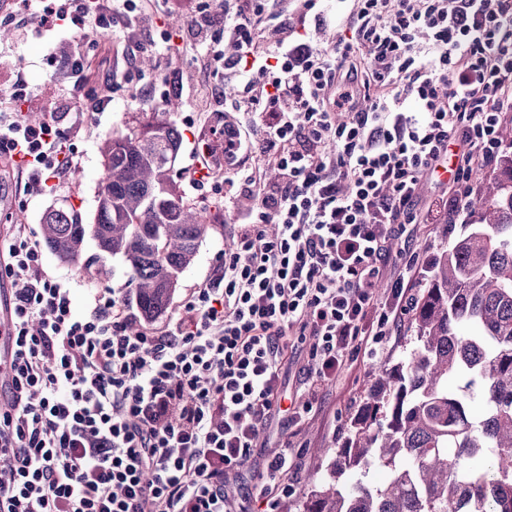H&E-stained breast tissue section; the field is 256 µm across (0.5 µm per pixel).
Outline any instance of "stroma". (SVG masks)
<instances>
[{
	"mask_svg": "<svg viewBox=\"0 0 512 512\" xmlns=\"http://www.w3.org/2000/svg\"><path fill=\"white\" fill-rule=\"evenodd\" d=\"M39 19L35 15L17 13L14 0H0V28L9 36L0 40V90L12 88L16 78H24L33 89L25 105V112H40L54 116L59 126H67L70 112H85L86 120L74 137V163L69 175L60 182L56 195L45 197L25 187L24 178H14L6 191L0 192V225H25L33 240H41V224L47 210L53 207H70L80 212L84 223H93L97 210L98 183L103 173L101 143L120 129L127 113L152 112L168 97L166 79L181 77L182 87L177 90L180 107L175 119L183 135L184 147L175 165L186 198L208 217L212 229L202 240L194 263L180 276L169 311H176L189 289L207 282L221 250L233 243L235 222L234 208L225 206L214 187L223 186L234 179L243 168L260 164L253 150L241 149L232 161L222 159L223 139L216 130L236 127L246 130L251 126L248 114L235 111L233 104L238 89L233 82H225L224 94L209 98L203 87L202 62L190 49L189 27L191 18L187 11L175 8L170 0H138L133 12L124 14L120 22L109 29L106 37H97L95 30L77 36L65 31L38 33ZM93 43L94 51L88 60L91 88L75 91L68 63L73 46L78 42ZM153 56L156 68L143 73L148 82L150 97H143L137 84L118 81L112 89V101L106 109H98L94 88L100 87L102 76L108 71H121L128 56ZM209 144L207 159L211 168L210 187H192L185 171L201 158L198 149ZM47 273L66 281L72 288V307L76 315H84L92 293L110 289L134 294L132 272L118 258L109 260L110 273L98 280L87 275L78 265L60 261L50 250L42 252ZM413 347V331L403 325L398 336L385 345L383 354L374 360L358 362L353 371L340 382L326 386L322 393V407L318 414L309 416L299 425L289 423L286 415L275 416L260 438L255 449L254 466H262L275 452L282 439H289L299 449V463L292 481L295 491L282 500L279 512H296L299 503L314 484L328 475L327 457L321 456L324 448L343 447L350 434V422L367 402L377 369L389 367L405 358Z\"/></svg>",
	"mask_w": 512,
	"mask_h": 512,
	"instance_id": "1",
	"label": "stroma"
}]
</instances>
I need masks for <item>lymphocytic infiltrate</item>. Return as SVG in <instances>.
Listing matches in <instances>:
<instances>
[{
	"instance_id": "obj_1",
	"label": "lymphocytic infiltrate",
	"mask_w": 512,
	"mask_h": 512,
	"mask_svg": "<svg viewBox=\"0 0 512 512\" xmlns=\"http://www.w3.org/2000/svg\"><path fill=\"white\" fill-rule=\"evenodd\" d=\"M198 0L190 47L212 91L225 80L259 128L271 181L238 171L224 190L251 203L202 287L154 327L127 296L91 295L45 270L23 225L0 240V309L14 332L12 379L0 385V512H245L233 487L252 471L256 512L292 495L295 455L261 471L252 456L279 413L300 422L359 356L382 354L430 266L412 241L423 224H463L474 179L495 169L512 120V0ZM42 31L105 29L109 0H18ZM338 18L329 47L297 42L307 22ZM224 27L225 48L211 30ZM17 79L0 113V155L47 194L73 164L70 125L31 124ZM432 181L436 193L422 199ZM402 242L390 295L378 288ZM309 348L308 381L283 406L290 350Z\"/></svg>"
}]
</instances>
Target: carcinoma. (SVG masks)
<instances>
[{
  "label": "carcinoma",
  "mask_w": 512,
  "mask_h": 512,
  "mask_svg": "<svg viewBox=\"0 0 512 512\" xmlns=\"http://www.w3.org/2000/svg\"><path fill=\"white\" fill-rule=\"evenodd\" d=\"M174 106L169 98L161 112L131 113L104 142L94 223L72 208L50 209L42 222L50 251L90 276H108L110 258L126 262L147 321L165 312L212 229L174 177ZM470 212L416 298L415 349L378 371L347 444L324 450L334 454L330 478L299 512H512V151ZM459 373L483 384L478 418L448 389ZM372 464L386 470L384 483L341 481Z\"/></svg>",
  "instance_id": "obj_1"
}]
</instances>
